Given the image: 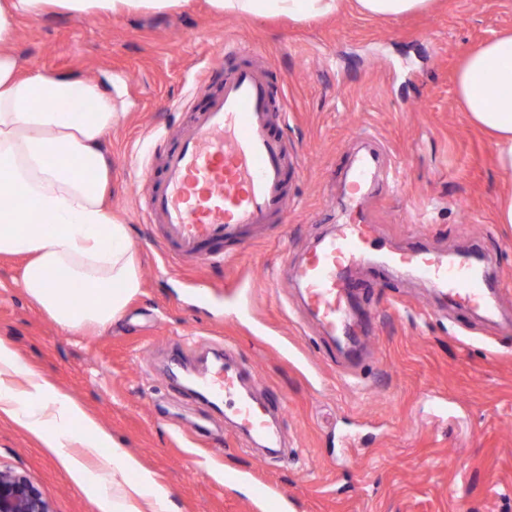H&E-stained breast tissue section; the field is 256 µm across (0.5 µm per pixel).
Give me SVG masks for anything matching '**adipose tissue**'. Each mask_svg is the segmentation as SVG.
Here are the masks:
<instances>
[{"mask_svg":"<svg viewBox=\"0 0 512 512\" xmlns=\"http://www.w3.org/2000/svg\"><path fill=\"white\" fill-rule=\"evenodd\" d=\"M188 0H0V256L23 258L26 296L60 328L105 329L142 288L127 225L107 202L105 141L122 118L94 80L24 67L10 48L17 15L164 13ZM346 0H209L221 15L317 21ZM455 93L512 177V30L472 48ZM0 413L34 435L100 512H173L169 491L83 404L0 337Z\"/></svg>","mask_w":512,"mask_h":512,"instance_id":"obj_1","label":"adipose tissue"}]
</instances>
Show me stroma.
Masks as SVG:
<instances>
[{
	"label": "stroma",
	"mask_w": 512,
	"mask_h": 512,
	"mask_svg": "<svg viewBox=\"0 0 512 512\" xmlns=\"http://www.w3.org/2000/svg\"><path fill=\"white\" fill-rule=\"evenodd\" d=\"M507 28L512 0H435L397 20L349 5L319 21L252 20L214 14L207 0L164 14L19 17L13 48L26 67L102 82L125 114L106 141L110 202L143 287L111 327L68 332L24 294L21 259L0 257V336L156 473L175 512H512V331L484 334L476 315L463 324L439 310L430 284L376 286L363 268L354 277L374 330L363 361L344 368L292 280L293 265L339 222L353 139L367 133L400 171L396 191L365 204L377 235L480 253L512 316V225L496 221L504 177L455 95L463 55ZM228 40L261 49L285 85L282 134L301 166L294 205L246 249L227 247L223 266L172 264L138 208V169L160 163L189 120L178 102L218 92L206 71ZM224 346L242 355L261 395L286 401L287 461L247 447L223 414L172 383V351L183 353L186 379L203 352ZM1 467L24 473L54 512H99L2 417Z\"/></svg>",
	"instance_id": "obj_1"
}]
</instances>
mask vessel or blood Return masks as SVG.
<instances>
[{
	"label": "vessel or blood",
	"mask_w": 512,
	"mask_h": 512,
	"mask_svg": "<svg viewBox=\"0 0 512 512\" xmlns=\"http://www.w3.org/2000/svg\"><path fill=\"white\" fill-rule=\"evenodd\" d=\"M257 51L228 42L221 57L238 58L233 69H218L221 89L193 110L162 154L159 170L145 168L141 211L162 225L159 247L213 266L224 263L228 246L249 245L251 230L283 222L289 211L288 180L298 166L278 130L288 120L281 89L267 70L252 62ZM383 152L357 153L348 169L349 205L345 219L309 249L294 278L301 303L330 341L356 347L367 321L357 314L352 269L374 264L385 271L427 281L435 293L468 313L495 314L503 302L489 287L476 254L455 256L417 246L388 250L377 245L362 200L390 187L383 174ZM244 371L233 351L223 362L196 375L195 393L209 405L224 406L237 432L267 448L283 443L276 408L256 398L243 383Z\"/></svg>",
	"instance_id": "vessel-or-blood-1"
}]
</instances>
